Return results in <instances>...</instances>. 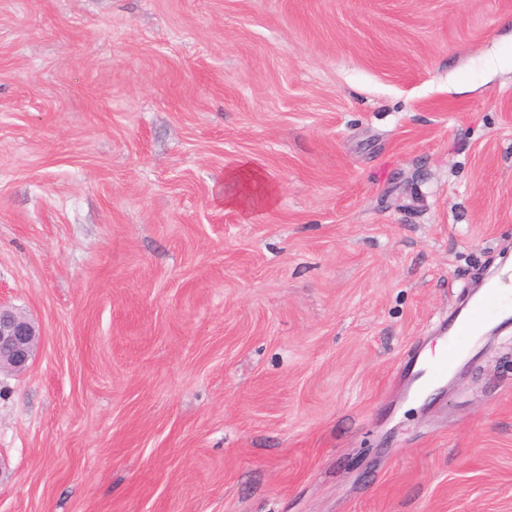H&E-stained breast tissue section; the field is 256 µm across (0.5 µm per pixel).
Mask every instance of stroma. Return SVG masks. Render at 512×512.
<instances>
[{"label": "stroma", "mask_w": 512, "mask_h": 512, "mask_svg": "<svg viewBox=\"0 0 512 512\" xmlns=\"http://www.w3.org/2000/svg\"><path fill=\"white\" fill-rule=\"evenodd\" d=\"M505 269L512 0H0V512H512ZM225 181L237 189L235 193L224 194L226 207L256 209L273 200V192L265 185L263 176L248 164L228 171ZM510 310L512 314V277L504 276L498 283L489 288L485 299L473 305L468 315L459 321L447 340V348L442 355L446 342L439 340L434 348L435 360L424 361L415 372L411 370L412 378L419 375L431 382L439 383L447 379L448 368L461 354L466 344L473 339L479 328L488 320L505 315ZM40 331L24 314L0 304V367L25 372L33 362Z\"/></svg>", "instance_id": "35a3bbf8"}]
</instances>
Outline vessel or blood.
<instances>
[{
  "label": "vessel or blood",
  "instance_id": "1",
  "mask_svg": "<svg viewBox=\"0 0 512 512\" xmlns=\"http://www.w3.org/2000/svg\"><path fill=\"white\" fill-rule=\"evenodd\" d=\"M512 311V278L502 277L489 288L485 299L473 305L468 315L459 321L447 340L443 357L426 361L418 369L419 376L439 383L447 379L448 369L488 320Z\"/></svg>",
  "mask_w": 512,
  "mask_h": 512
}]
</instances>
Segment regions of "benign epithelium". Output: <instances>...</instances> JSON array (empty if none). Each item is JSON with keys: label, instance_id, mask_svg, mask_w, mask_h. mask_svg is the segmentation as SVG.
<instances>
[{"label": "benign epithelium", "instance_id": "obj_1", "mask_svg": "<svg viewBox=\"0 0 512 512\" xmlns=\"http://www.w3.org/2000/svg\"><path fill=\"white\" fill-rule=\"evenodd\" d=\"M40 331L24 314L0 304V367L25 372L33 362Z\"/></svg>", "mask_w": 512, "mask_h": 512}]
</instances>
